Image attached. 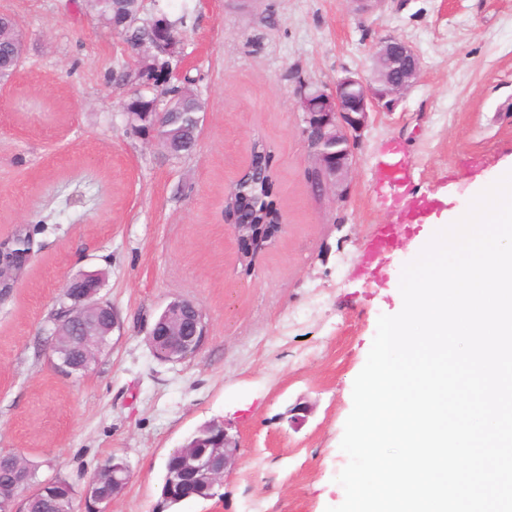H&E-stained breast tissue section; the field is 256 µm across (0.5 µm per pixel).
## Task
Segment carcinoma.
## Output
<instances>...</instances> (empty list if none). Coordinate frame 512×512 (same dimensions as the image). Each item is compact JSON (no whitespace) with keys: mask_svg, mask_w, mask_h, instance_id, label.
Listing matches in <instances>:
<instances>
[{"mask_svg":"<svg viewBox=\"0 0 512 512\" xmlns=\"http://www.w3.org/2000/svg\"><path fill=\"white\" fill-rule=\"evenodd\" d=\"M90 7L99 18L107 23L125 21L131 24L128 29L130 40L136 44L150 46L155 42V28L165 24L176 26L177 21L159 13L149 19H140L141 0H92ZM15 24L7 14L0 16V78H10L16 66ZM195 79L185 76L177 85H171L168 94L177 98L179 107L170 111L166 126L162 131L168 134L167 154L180 157L192 154L195 150L200 129L194 123L196 113L207 110L206 99L194 86ZM126 123L130 131L135 125L150 121L152 113L147 104L128 100L123 106ZM225 207L241 214L246 224H277L280 212L275 203V181L268 168V152L259 142L253 144L248 169L237 179L224 199ZM33 235L22 226L15 228L12 235L0 241V300L9 298L15 283L26 267V254L33 251ZM188 448H180L171 454L165 465V478L161 491L170 498L172 507L187 501L207 500L210 493L204 488L186 480L172 488L168 475L178 466ZM127 467L120 459H107L101 466L98 484L91 490H84L88 505L94 504V494L109 498L112 496V467ZM42 492L22 504L24 512H72L74 487L64 477L55 475L40 481Z\"/></svg>","mask_w":512,"mask_h":512,"instance_id":"carcinoma-1","label":"carcinoma"}]
</instances>
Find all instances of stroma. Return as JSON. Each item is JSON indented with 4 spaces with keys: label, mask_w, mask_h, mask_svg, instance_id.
<instances>
[{
    "label": "stroma",
    "mask_w": 512,
    "mask_h": 512,
    "mask_svg": "<svg viewBox=\"0 0 512 512\" xmlns=\"http://www.w3.org/2000/svg\"><path fill=\"white\" fill-rule=\"evenodd\" d=\"M144 16H184V72L208 103L195 151L167 156L132 134L127 51L88 0H0L25 35L18 75L0 88V239L20 225L33 259L0 302V454L18 453L82 491L110 456L131 479L109 512H153L169 453L205 423L228 425L240 458L218 495L180 512H326L352 388L380 315L402 308L415 225L375 261L380 225L410 196L382 174L389 154L412 194L450 220L477 189L512 171V0H143ZM418 54L421 74L355 145L349 196L315 195L301 133L299 81L331 87L373 76L381 39ZM269 151L283 228L252 264L239 259L224 193ZM103 273L116 311L111 344L81 375L54 368L52 316L66 281ZM202 309L207 336L182 362L148 343L175 297Z\"/></svg>",
    "instance_id": "stroma-1"
}]
</instances>
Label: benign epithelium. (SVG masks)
Instances as JSON below:
<instances>
[{"mask_svg": "<svg viewBox=\"0 0 512 512\" xmlns=\"http://www.w3.org/2000/svg\"><path fill=\"white\" fill-rule=\"evenodd\" d=\"M374 78L368 83L353 74H347L325 90L309 83L298 88V107L301 110L302 136L309 153L314 159L319 178L311 181L314 192L320 194L332 192L336 197H347L346 180L351 172L354 160V144L367 126L370 114L396 105L420 76V59L411 46L404 40L389 36L382 40L375 52ZM149 89L153 91L156 113V130L149 132L147 138L156 140L157 128L165 120L161 108L165 94L152 86V81L136 85L134 94ZM231 232L239 246V257L243 262L254 259L258 249L268 239L263 237L261 225L241 224L238 215H233ZM85 281L91 282L80 294L70 297L77 308L112 314V327H117V315L110 305L98 298L102 284L94 281L91 274H81L69 280L67 287L79 288ZM82 336L68 350L52 349L56 370L71 375L88 364V358L100 354L101 336L96 323L88 320L82 323ZM206 325L203 312L191 299L176 297L170 301L155 321L148 333V341L153 354L164 361L180 362L194 355L204 343ZM202 437L191 441L190 448H206V441L219 440L222 453L204 452L191 457L190 469L199 480L211 485H220L239 458L240 446L237 439L230 435L224 424L214 423L200 430ZM13 487L20 498H31L38 493L32 486L29 472L23 466H16L13 472Z\"/></svg>", "mask_w": 512, "mask_h": 512, "instance_id": "benign-epithelium-1", "label": "benign epithelium"}]
</instances>
